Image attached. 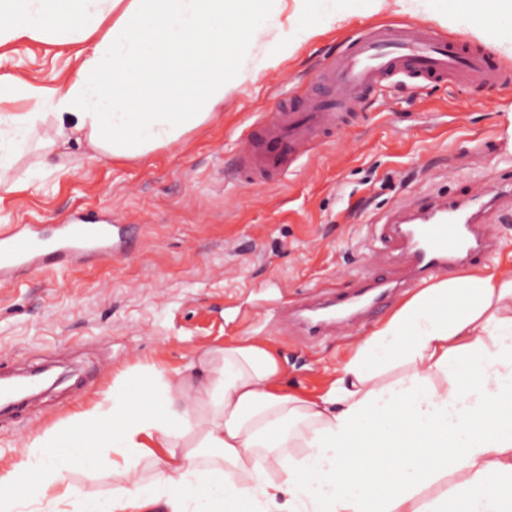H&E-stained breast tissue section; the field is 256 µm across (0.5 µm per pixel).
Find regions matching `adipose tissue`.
I'll list each match as a JSON object with an SVG mask.
<instances>
[{
    "label": "adipose tissue",
    "instance_id": "ef3b65f1",
    "mask_svg": "<svg viewBox=\"0 0 512 512\" xmlns=\"http://www.w3.org/2000/svg\"><path fill=\"white\" fill-rule=\"evenodd\" d=\"M282 0H0V46L22 39L78 46L64 92L0 79V190L27 149L34 168L69 160L140 157L178 142L224 102L239 64L224 60L228 31L261 47L274 67L289 44L257 22ZM405 363L398 381L382 370ZM261 340L204 351L138 398L115 381L108 409L76 414L64 430L22 445L0 471V512L47 497L63 462L112 451L113 470L141 464L155 483L107 496L67 486L77 512H512V269L421 289L362 339L325 392H286ZM292 456H282V449Z\"/></svg>",
    "mask_w": 512,
    "mask_h": 512
}]
</instances>
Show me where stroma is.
Instances as JSON below:
<instances>
[{"label":"stroma","mask_w":512,"mask_h":512,"mask_svg":"<svg viewBox=\"0 0 512 512\" xmlns=\"http://www.w3.org/2000/svg\"><path fill=\"white\" fill-rule=\"evenodd\" d=\"M315 33L297 39L283 0L276 28L292 50L273 69H247L224 108L179 142L141 158L87 161L0 192V234L51 232L75 211L117 213L131 233L112 259L75 261L0 283V372L57 363L65 380L22 411L0 417V471L24 439L101 402L116 380L142 393L205 350L245 337L277 354L280 382L304 398L322 394L355 343L412 295L398 291L370 320L308 338L287 308L350 291L369 260L371 224L398 205L431 194L471 197L480 180L512 185V87L480 90L437 82L402 85L366 98L332 142L274 183L255 184L240 139L283 101L317 91L315 78L345 38L368 25L410 23L466 38L512 65V15L490 23L468 0H312ZM76 47L21 40L0 46V77L54 88ZM498 247L480 265L512 266V208L495 209ZM63 476L90 496L148 482L133 474L68 465Z\"/></svg>","instance_id":"35a3bbf8"}]
</instances>
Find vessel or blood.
<instances>
[{
	"label": "vessel or blood",
	"instance_id": "obj_1",
	"mask_svg": "<svg viewBox=\"0 0 512 512\" xmlns=\"http://www.w3.org/2000/svg\"><path fill=\"white\" fill-rule=\"evenodd\" d=\"M407 79L418 86L439 81L503 88L512 85V69L481 47L462 38L446 40L428 27L370 26L349 37L336 57L323 65L317 78L319 93L301 101L289 99L274 118L257 122L243 140L241 157L259 178L287 173L315 146L335 136L343 113ZM504 195L501 185L487 182L471 200H427L416 214L404 209L372 225L379 258L403 256V275L392 281L359 270L358 291L337 294V310H352L365 296L379 300L389 290L480 264L495 249L498 236L493 225L479 223V208ZM122 238L121 225L85 218L59 225L49 239L36 233L0 235V277L46 269L65 257H114Z\"/></svg>",
	"mask_w": 512,
	"mask_h": 512
}]
</instances>
